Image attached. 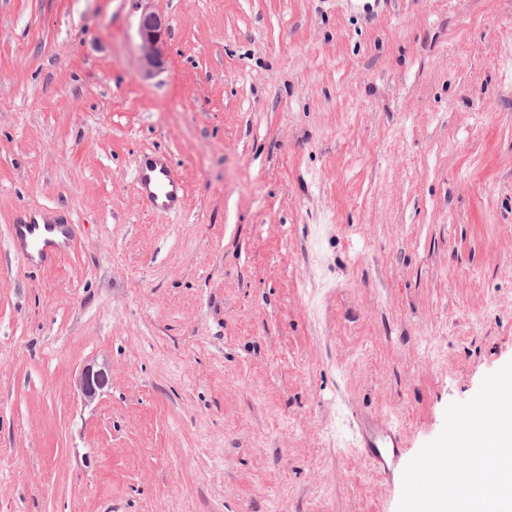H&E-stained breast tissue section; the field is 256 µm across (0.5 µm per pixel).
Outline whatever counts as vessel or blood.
<instances>
[{"label":"vessel or blood","mask_w":512,"mask_h":512,"mask_svg":"<svg viewBox=\"0 0 512 512\" xmlns=\"http://www.w3.org/2000/svg\"><path fill=\"white\" fill-rule=\"evenodd\" d=\"M137 182L151 207L159 212L177 211L183 208L186 191L177 181L164 160L147 157L137 168ZM61 233L65 241H72V224L65 216H45L42 211L25 212L10 230V243L15 254L28 265H43L52 262L60 249L53 238ZM63 240V241H64ZM359 444L374 469L389 475L400 454L396 433L388 425L365 418L357 420Z\"/></svg>","instance_id":"1"}]
</instances>
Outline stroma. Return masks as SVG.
<instances>
[{
  "label": "stroma",
  "instance_id": "stroma-1",
  "mask_svg": "<svg viewBox=\"0 0 512 512\" xmlns=\"http://www.w3.org/2000/svg\"><path fill=\"white\" fill-rule=\"evenodd\" d=\"M32 207L75 225L36 270ZM511 361L512 0H0V512H397ZM167 31L166 21L162 15L154 12L141 15L138 33L143 51L142 69L145 77H152L165 67ZM137 182L151 207L159 212L177 211L184 207L186 191L164 160L144 157L137 168ZM73 225L66 216L46 217L41 210H29L12 224L10 243L24 264L51 263L62 243L69 244L72 241ZM56 231L64 236L62 243L48 236ZM108 384L105 368L95 369L92 365L85 366L77 379V386L85 400H93ZM359 444L369 463L381 475H390L392 467L400 454V444L397 434L381 421L365 419L361 414L357 416ZM390 443L389 446H380ZM383 448V449H382ZM386 448H390L389 450Z\"/></svg>",
  "mask_w": 512,
  "mask_h": 512
}]
</instances>
